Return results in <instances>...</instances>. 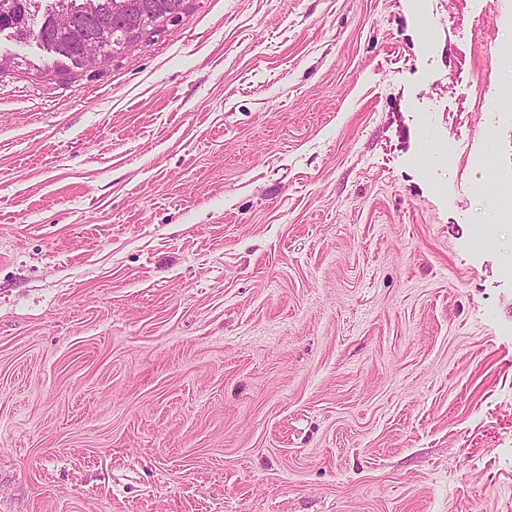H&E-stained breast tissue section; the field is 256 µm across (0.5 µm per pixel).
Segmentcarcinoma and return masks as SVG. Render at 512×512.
<instances>
[{
    "mask_svg": "<svg viewBox=\"0 0 512 512\" xmlns=\"http://www.w3.org/2000/svg\"><path fill=\"white\" fill-rule=\"evenodd\" d=\"M30 0H0V23L9 25L11 37L22 43L36 42L53 54L54 72L69 73L82 68L81 58L89 47L99 45L101 59L109 60L123 41L139 40L160 31L164 24L180 18L186 0H95L94 20L85 15V2L53 10L39 24L30 22ZM66 14L75 20L67 27L56 23Z\"/></svg>",
    "mask_w": 512,
    "mask_h": 512,
    "instance_id": "carcinoma-1",
    "label": "carcinoma"
}]
</instances>
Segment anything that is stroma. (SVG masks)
Here are the masks:
<instances>
[{
  "instance_id": "stroma-1",
  "label": "stroma",
  "mask_w": 512,
  "mask_h": 512,
  "mask_svg": "<svg viewBox=\"0 0 512 512\" xmlns=\"http://www.w3.org/2000/svg\"><path fill=\"white\" fill-rule=\"evenodd\" d=\"M511 42L512 0L1 39L0 512H512Z\"/></svg>"
}]
</instances>
